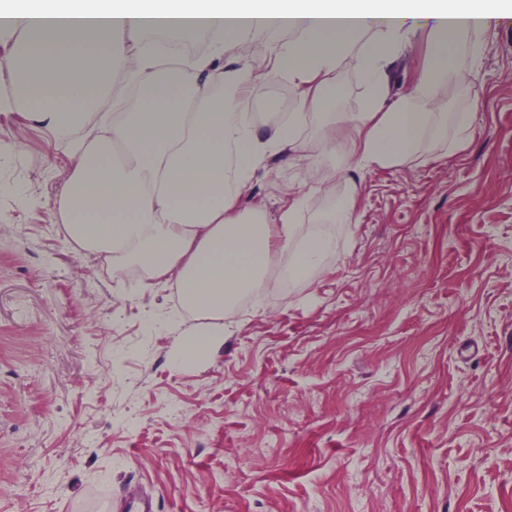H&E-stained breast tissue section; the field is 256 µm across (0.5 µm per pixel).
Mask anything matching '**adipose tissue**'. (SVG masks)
Instances as JSON below:
<instances>
[{
	"mask_svg": "<svg viewBox=\"0 0 512 512\" xmlns=\"http://www.w3.org/2000/svg\"><path fill=\"white\" fill-rule=\"evenodd\" d=\"M492 19L476 0H0V112L69 144L55 200L68 243L137 264L146 287L175 286L206 318L174 350L179 367L222 343L225 313L261 287L273 261L306 280L334 249L329 235L299 233L305 186L289 185L272 211L257 178L287 156L393 168L451 127L462 149L475 111L446 118L432 107L458 78L460 36L485 34ZM422 27L428 64L411 92L392 97L394 63ZM198 32L204 51L164 57ZM257 34L267 42L242 53ZM345 57L363 77L360 112L331 109ZM281 80L290 112L258 123L245 104Z\"/></svg>",
	"mask_w": 512,
	"mask_h": 512,
	"instance_id": "obj_1",
	"label": "adipose tissue"
}]
</instances>
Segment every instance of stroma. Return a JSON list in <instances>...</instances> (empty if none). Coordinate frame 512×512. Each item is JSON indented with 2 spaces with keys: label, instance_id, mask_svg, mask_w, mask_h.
I'll list each match as a JSON object with an SVG mask.
<instances>
[{
  "label": "stroma",
  "instance_id": "stroma-1",
  "mask_svg": "<svg viewBox=\"0 0 512 512\" xmlns=\"http://www.w3.org/2000/svg\"><path fill=\"white\" fill-rule=\"evenodd\" d=\"M436 112L477 110L438 162L354 171L351 223L310 195L327 270L268 274L224 343L170 364L196 316L58 232L71 151L0 115V512H512V19L464 35ZM336 109L365 88L336 68ZM17 140V139H16ZM330 169L283 160L255 185Z\"/></svg>",
  "mask_w": 512,
  "mask_h": 512
}]
</instances>
